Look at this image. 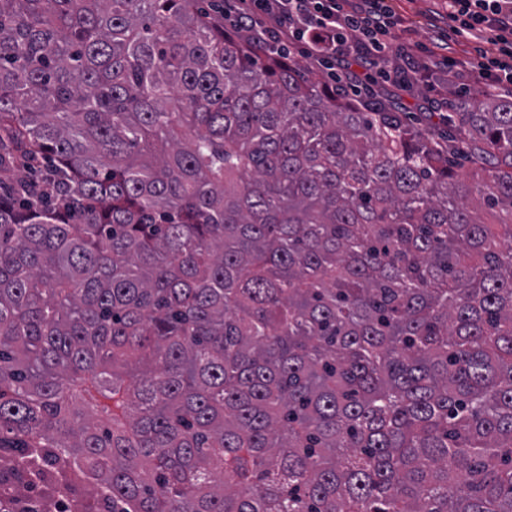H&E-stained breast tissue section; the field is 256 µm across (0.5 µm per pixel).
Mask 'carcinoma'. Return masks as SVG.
<instances>
[{"label":"carcinoma","mask_w":512,"mask_h":512,"mask_svg":"<svg viewBox=\"0 0 512 512\" xmlns=\"http://www.w3.org/2000/svg\"><path fill=\"white\" fill-rule=\"evenodd\" d=\"M457 119L0 0V512H512V98Z\"/></svg>","instance_id":"obj_1"}]
</instances>
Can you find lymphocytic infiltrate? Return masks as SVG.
<instances>
[{
  "label": "lymphocytic infiltrate",
  "mask_w": 512,
  "mask_h": 512,
  "mask_svg": "<svg viewBox=\"0 0 512 512\" xmlns=\"http://www.w3.org/2000/svg\"><path fill=\"white\" fill-rule=\"evenodd\" d=\"M224 13L236 18L257 52L275 54L283 42H305L318 64L341 70L358 91L382 75L403 25L385 0H224ZM448 18L453 33L485 37L487 49L471 59L413 62L401 86L437 74L449 88L479 83L512 94V0H448Z\"/></svg>",
  "instance_id": "obj_1"
}]
</instances>
